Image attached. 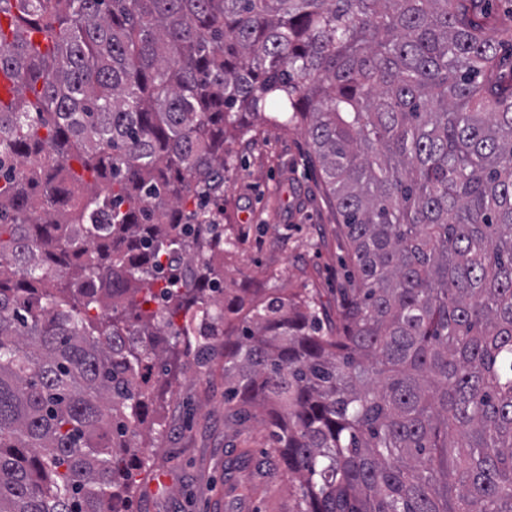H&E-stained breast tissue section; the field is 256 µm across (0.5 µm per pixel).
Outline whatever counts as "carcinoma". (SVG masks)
<instances>
[{
	"label": "carcinoma",
	"instance_id": "cac0c4a2",
	"mask_svg": "<svg viewBox=\"0 0 512 512\" xmlns=\"http://www.w3.org/2000/svg\"><path fill=\"white\" fill-rule=\"evenodd\" d=\"M0 15V512H129L152 380L217 336L296 512H512V28L486 0ZM248 116L311 140L355 266L334 325L224 283L210 204Z\"/></svg>",
	"mask_w": 512,
	"mask_h": 512
}]
</instances>
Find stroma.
<instances>
[{"label": "stroma", "instance_id": "obj_1", "mask_svg": "<svg viewBox=\"0 0 512 512\" xmlns=\"http://www.w3.org/2000/svg\"><path fill=\"white\" fill-rule=\"evenodd\" d=\"M224 178V227L239 247L224 264L229 287H276L317 294L336 321L350 246L306 130L255 121L235 140ZM206 364L193 347L179 366L154 379L160 424L147 439L146 469L136 477L130 512H288L297 473L289 471L261 416L231 421L224 404V347Z\"/></svg>", "mask_w": 512, "mask_h": 512}]
</instances>
